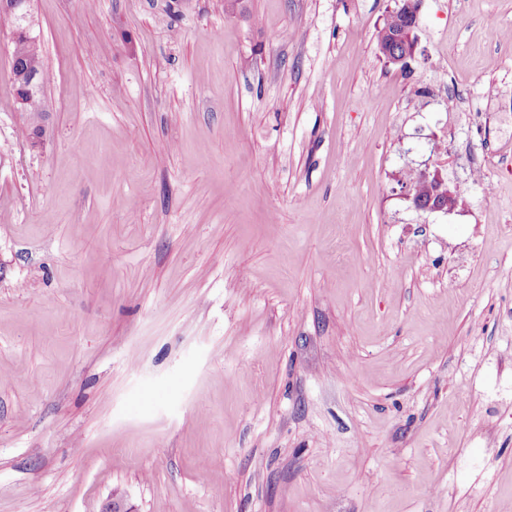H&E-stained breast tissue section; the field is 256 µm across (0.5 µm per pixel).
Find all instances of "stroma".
<instances>
[{
    "instance_id": "obj_1",
    "label": "stroma",
    "mask_w": 512,
    "mask_h": 512,
    "mask_svg": "<svg viewBox=\"0 0 512 512\" xmlns=\"http://www.w3.org/2000/svg\"><path fill=\"white\" fill-rule=\"evenodd\" d=\"M402 3L0 24V512H512V0ZM27 0H2L0 2V19L9 26H11L12 32V47L14 49V59L12 61V71L15 73L13 90L20 105V110L27 112L25 104L33 95V92L38 86H41V81H34L32 78H24L21 75H29L44 70L43 56L41 50L40 41L37 40L29 42L22 36L15 35L17 30V20L22 21L18 25V34L23 35L26 38H34L33 22L28 16L27 11ZM7 10L8 12H15L17 19L7 12H1ZM37 37V36H36ZM45 73V79L47 80V73ZM45 80V81H46ZM408 1H414L413 4L406 3ZM417 1L418 0H405L403 1V7L397 15L398 23L394 25H390L388 27H382L376 34L377 48L382 45L384 47H388L392 51H396L400 54L405 53L410 49V52H407L401 58L395 60L396 63L401 64L400 68H406L409 64L408 60L413 57L414 46H415V36L413 35L414 31L411 30L408 33V40L406 36V32L410 28L415 29L417 24ZM417 182L426 184L430 189V193L428 198V193L424 188L413 186L412 203L415 208L416 206H419V202L424 198H428L425 207L422 209L424 211L448 212L452 208L455 200V193L448 185V182H446L442 177L436 174H433L432 176L424 175L418 177L415 183Z\"/></svg>"
}]
</instances>
